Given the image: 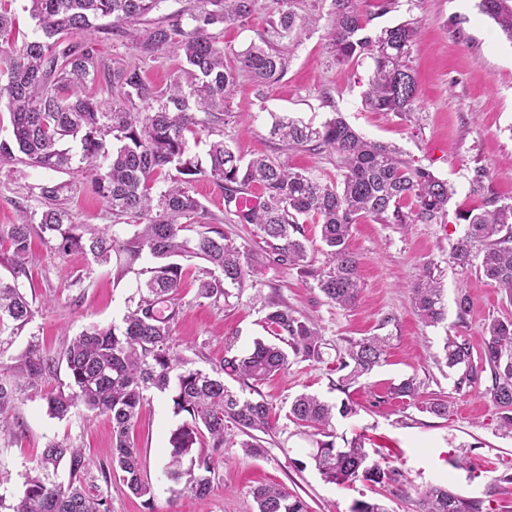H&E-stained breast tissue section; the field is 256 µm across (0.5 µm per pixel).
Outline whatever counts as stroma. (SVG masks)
Masks as SVG:
<instances>
[{
	"instance_id": "obj_1",
	"label": "stroma",
	"mask_w": 512,
	"mask_h": 512,
	"mask_svg": "<svg viewBox=\"0 0 512 512\" xmlns=\"http://www.w3.org/2000/svg\"><path fill=\"white\" fill-rule=\"evenodd\" d=\"M478 3L395 0L383 15L378 0H367L372 29L409 18L419 22L411 54L419 102L414 112L403 116L363 107L362 93L373 69L370 58L346 65L328 58L330 0H262L246 24L217 27L226 53L232 54L259 42L270 14L279 9L288 7L311 19L300 44L292 48L282 80L261 90L249 75L237 78L220 131L242 159L276 156L295 170L335 181V154L280 151L270 126L275 113L316 126L339 114L366 138L395 146L413 165L447 180L455 194L438 224H380L368 219L354 226L349 244L361 258L363 288L348 309L329 303L315 281L298 269L268 262L251 269L242 286H227L218 301L202 299L194 278L203 263L185 262L174 338L188 367L208 370L223 363L226 354L240 355L255 340H270L264 323L270 300L287 303L318 324L324 356L318 363L291 359L286 371L258 385L272 407L273 430L262 437L264 455H245L240 447L243 434L230 430L213 489L201 498L172 492L163 475L168 438L184 417L175 414L169 394H151L132 436L153 486V499L131 495L116 479L109 493L111 512H254L251 491L268 483L301 496L310 512H351L358 501L381 502L388 512H413L419 496L434 486L480 500L483 512H512V435L499 428L500 410L486 383L455 391L454 374L437 362L446 334L467 337L478 352L486 324L494 318H512V304L479 268L464 271L448 260L451 243L465 227L466 213L485 208L491 199L512 201V41L480 12ZM209 141L204 131L188 137L189 156L201 169L190 185L203 207L200 221L223 231L235 245L262 250L265 244L256 226L235 223L225 211L223 188L203 173ZM481 168L489 176L478 185L474 177ZM64 179V174L38 167L0 166V227L15 223L21 209L35 207L38 185ZM427 262L438 268L448 306L447 320L434 327L421 324L411 306V286ZM20 284L37 313L7 346L9 358L20 354L32 338L57 353L89 324L120 323L137 292L135 274L115 279L111 267L93 264L78 252L55 254L37 238L32 241L28 275ZM462 293L472 300L464 315L456 306ZM373 335L390 339L386 362L356 383H343L339 355L351 341ZM412 375L422 383L421 399L448 397V417L392 398L390 385ZM68 382L66 366L58 365L30 389L17 410L12 433L0 436V493L7 498L22 494L34 458L49 441L83 448L93 465L109 463L112 424L106 417L90 420L72 414L57 419L48 414L45 394L65 389ZM302 393L332 403L352 401L355 414L336 420L338 438L363 437L372 459L405 475L404 493L395 495L363 481H324L309 463V437L288 418L291 401ZM463 456L471 460V468L455 467V460Z\"/></svg>"
}]
</instances>
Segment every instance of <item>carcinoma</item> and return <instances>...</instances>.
<instances>
[{"instance_id":"carcinoma-1","label":"carcinoma","mask_w":512,"mask_h":512,"mask_svg":"<svg viewBox=\"0 0 512 512\" xmlns=\"http://www.w3.org/2000/svg\"><path fill=\"white\" fill-rule=\"evenodd\" d=\"M11 2L0 0V36L15 28ZM161 2L30 0V16L41 35L0 58V99H7L12 125V138L0 140V164L19 162L68 171L73 156L66 144L77 141L81 182L90 184L112 217L134 222V231L127 236L117 233L114 224H75L67 194L77 184L38 185L34 194L38 209L26 210L18 223L0 227L12 273L10 280L0 277V356L4 354L1 335L7 331L12 337L35 318L36 310L19 283V277L27 274L32 234L58 255L76 250L98 265L115 264L118 279L129 273L142 276L138 300L128 307L122 324L84 328L60 359L33 337L11 363L0 362L1 435L11 432L27 389L54 372L61 359L71 383L68 391L45 397L49 414L64 419L81 409L88 417L105 415L112 420L111 462L100 468V475H94L82 449L52 440L27 474L23 494L9 506L0 495V508L6 506L8 512H110L108 487L114 474L131 494L153 498L152 484L143 475L140 449L129 438L147 392L153 389L171 392L175 413L189 416L169 436L164 469L166 479L181 486L180 492L203 497L212 491L217 464L213 454L224 447L232 428L251 437L241 443L246 454H264L254 432L269 431V404L231 390L224 384V375L242 379L253 391L286 370L291 355L320 361L321 331L288 305L271 301L265 324L278 342L257 339L247 354L226 358L209 370L186 367L172 345L180 313L182 261L196 258L206 263L196 279L197 294L203 299H219L225 284L241 283L252 265L271 260L312 277L328 301L348 308L360 293L361 258L347 244L353 225L366 218L383 224H434L448 212L453 189L447 181L413 166L390 145L365 138L341 115L321 126L275 115L270 135L281 142L282 149H324L336 154L340 169L336 182L295 171L270 157L243 165L224 140H214L209 144L208 175L224 185L226 212L237 224L255 225L266 249L241 248L217 228L193 231L202 206L190 194L189 185L202 170L188 157L186 133L213 131L239 73H247L261 87L280 81L290 57L279 43L298 44L307 20L293 10L271 16L262 43H253L230 59L213 28L248 21L260 8V0H194L189 30L178 19L143 25ZM479 8L512 41V0H479ZM329 17L326 49L334 61L343 64L368 55L374 62L363 94L366 108L399 115L413 111L418 85L409 58L418 21L407 20L373 33L360 0H330ZM94 33L129 38L144 61L181 54L184 66L159 90L146 81L141 68L111 67L92 46L73 40L78 34ZM100 76L108 90L115 89L121 96L109 112L84 93L85 85ZM138 102L144 110L135 112ZM200 113L204 117H198ZM111 138L117 147H110ZM172 168L177 175L156 189ZM251 185L260 189L261 200L243 208L239 199ZM407 203L412 204L408 210ZM308 215L320 226L325 261L318 268L312 267L301 238L298 218ZM467 221L463 234L450 247L449 261L467 270L482 257L483 275L512 302V203L491 202ZM411 291L413 309L425 325L436 326L447 319L443 288L431 265L422 267ZM160 303L167 304L168 314L159 311ZM485 332L477 357L468 339L446 337L445 364L458 372L457 391L483 377L490 381L487 393L502 411L500 428L512 434V318L491 320ZM387 350L386 336L351 343L339 359V369L347 371L344 381L355 382L372 372L385 362ZM420 387V381L408 377L389 392L394 398L415 400ZM422 408L442 418L450 410L442 397L422 402ZM354 413L355 407L346 401L337 406L302 393L292 400L288 418L311 438L315 450L310 459L325 481L350 485L359 480L382 488L403 485L399 472L369 461L361 438L336 447V416ZM206 443L212 453L194 454L196 446ZM252 497L256 512H309L302 497L281 485L258 486ZM415 512H481V503L446 487H434L422 493Z\"/></svg>"}]
</instances>
